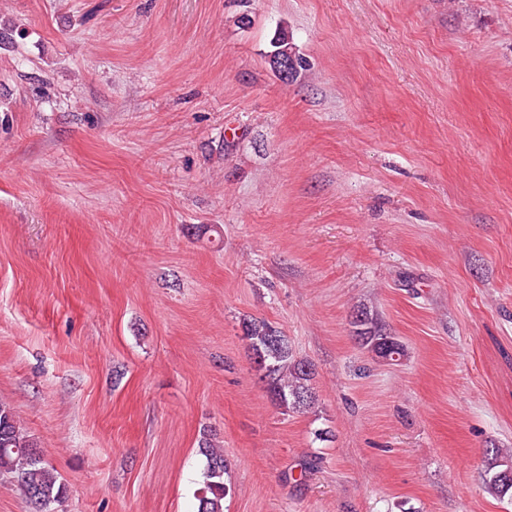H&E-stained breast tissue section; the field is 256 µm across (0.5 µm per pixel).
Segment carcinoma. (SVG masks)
Masks as SVG:
<instances>
[{
  "label": "carcinoma",
  "instance_id": "carcinoma-1",
  "mask_svg": "<svg viewBox=\"0 0 512 512\" xmlns=\"http://www.w3.org/2000/svg\"><path fill=\"white\" fill-rule=\"evenodd\" d=\"M272 47L270 57L285 56L291 61V80L306 70L307 60L296 51L288 32H279ZM353 327L357 343L376 357L397 362L405 356L404 345L387 333L379 318L369 311L359 310ZM243 330L251 353L270 365L264 373V382L271 400L285 412L312 411L317 404L311 384L312 364L297 357L288 337L263 319L244 322ZM199 453L205 458V467L197 492V512H223L224 497L229 492L224 481L227 470L224 449L205 434L199 442ZM490 453L487 488L499 497H512V450L493 448ZM0 474L10 475L32 503L40 504V512H50L66 494L64 483L45 465L43 452L27 435L13 409L3 402H0Z\"/></svg>",
  "mask_w": 512,
  "mask_h": 512
}]
</instances>
